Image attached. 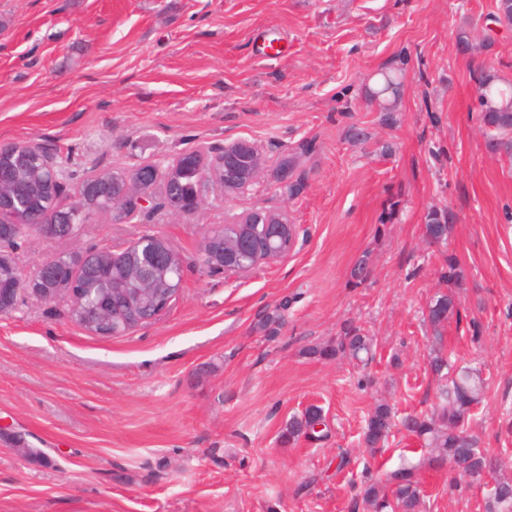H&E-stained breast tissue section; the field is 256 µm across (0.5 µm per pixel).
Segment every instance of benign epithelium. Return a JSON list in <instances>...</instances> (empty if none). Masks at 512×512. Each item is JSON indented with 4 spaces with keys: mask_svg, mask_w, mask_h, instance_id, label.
<instances>
[{
    "mask_svg": "<svg viewBox=\"0 0 512 512\" xmlns=\"http://www.w3.org/2000/svg\"><path fill=\"white\" fill-rule=\"evenodd\" d=\"M28 153L37 155V173L42 181L60 183L59 171L44 149L36 144H25ZM187 167H196L208 172L201 188L193 195L176 198V181ZM267 161L258 147L248 139H237L212 151L207 147L185 150L171 159L143 162L131 172L107 180L101 173L87 176L76 189L77 202L71 210L86 214L93 210L111 213L112 222L122 224L139 211L156 206L154 188L164 184L166 188L165 208L175 216L196 213L202 206L209 188L220 187L224 195L240 194L264 177ZM18 199L3 189L0 177V315H9L17 307L21 297L39 301H64L69 317L80 321L87 332L95 336L118 335L105 331L110 321L107 310L95 311L83 307L86 280L84 270L92 261L108 264L112 250L107 247L81 250L60 257L52 256L35 271L25 273L14 262L13 244L20 224L13 212ZM60 208L49 206L43 212L31 214V227L38 233L50 237L75 236L77 223L72 218L62 219ZM209 247L203 250L202 267L207 272L242 274L244 270L227 265L244 247V237L224 236V232L209 231L206 237ZM132 257L123 272L124 281L130 287L128 296L129 318L135 326L126 329L131 333L140 327L143 320L139 312L152 307L154 301H163L154 316L166 311L181 295L184 283V262L168 240L157 233L146 232L128 248ZM170 272L168 291L158 288L159 274Z\"/></svg>",
    "mask_w": 512,
    "mask_h": 512,
    "instance_id": "obj_1",
    "label": "benign epithelium"
}]
</instances>
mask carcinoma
<instances>
[{
    "mask_svg": "<svg viewBox=\"0 0 512 512\" xmlns=\"http://www.w3.org/2000/svg\"><path fill=\"white\" fill-rule=\"evenodd\" d=\"M492 20L501 26H512V0H496ZM399 82L393 72L381 73L375 96L382 97L396 91ZM478 101L482 122L491 138V147L512 154V139H503L501 134L512 131V83L502 84L495 76L483 73L479 78ZM34 166L18 156L4 162L3 176L6 188L22 187L27 191L26 204L48 205L55 191L50 184L37 181L32 176ZM246 233L255 253L266 248L267 230L265 214L254 212L248 217ZM454 265H449L448 282L451 289L438 296L428 307V320L438 329L454 315H459V298L454 288L458 287ZM371 343L357 326L343 328L336 341L320 350L324 357L338 355L357 359L363 352L370 353ZM490 389L488 379L482 372L462 368L448 378L446 390L442 392L439 406L429 415L412 417L407 428L428 441L427 457L417 465L404 466L374 480L362 491V502L373 512L389 508L391 512H419L421 505V474L426 467L440 469L444 466L455 475L481 476L489 474L492 490L485 499L484 512H512V480L497 476L496 460L488 451L477 447L476 439L469 432V420L473 409L480 405ZM323 420L322 409L309 406L305 411L288 421L281 434V442L290 444L300 436L315 430ZM394 415L386 404L377 405L369 415L363 435L368 448H378L387 439Z\"/></svg>",
    "mask_w": 512,
    "mask_h": 512,
    "instance_id": "1",
    "label": "carcinoma"
}]
</instances>
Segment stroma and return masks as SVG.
<instances>
[{"mask_svg":"<svg viewBox=\"0 0 512 512\" xmlns=\"http://www.w3.org/2000/svg\"><path fill=\"white\" fill-rule=\"evenodd\" d=\"M495 3L0 0V142L39 144L66 170L59 206L91 172L202 145L244 138L268 161L254 190L213 191L190 216L96 212L76 239H19L31 272L150 230L187 274L169 310L124 336L31 298L0 316V512H354L366 477L427 453L402 421L439 402L426 314L452 266L463 281L442 351L489 376L469 430L512 478V155L491 149L477 96L480 73L512 82ZM389 71L400 86L374 97ZM256 209L296 224L288 257L203 271L207 231ZM434 218L447 240L427 237ZM349 324L372 360L318 356ZM380 403L398 423L372 453L362 435ZM311 405L322 425L281 444ZM421 478L423 512H483L486 487L445 468Z\"/></svg>","mask_w":512,"mask_h":512,"instance_id":"stroma-1","label":"stroma"}]
</instances>
